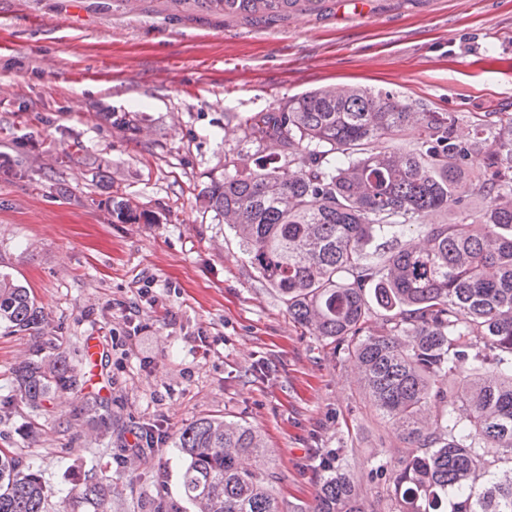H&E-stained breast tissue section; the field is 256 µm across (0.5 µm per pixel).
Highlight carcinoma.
<instances>
[{"label": "carcinoma", "instance_id": "cac0c4a2", "mask_svg": "<svg viewBox=\"0 0 512 512\" xmlns=\"http://www.w3.org/2000/svg\"><path fill=\"white\" fill-rule=\"evenodd\" d=\"M266 20L324 0H193ZM415 107L358 86L293 97L239 125L269 161L225 157L200 193L228 224L288 315L333 359L354 362L377 415L405 444L390 470L387 512H512V113ZM409 140L401 149L393 141ZM121 223L152 224L112 199ZM424 243L398 241L411 227ZM30 289L0 271V327L35 335ZM15 399L45 411L79 387L66 354L37 352L13 370ZM174 447L194 512H280L262 434L203 417ZM112 484L87 483L98 512ZM0 512H48L38 470L0 452ZM300 512H375L361 480L334 464Z\"/></svg>", "mask_w": 512, "mask_h": 512}]
</instances>
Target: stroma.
Instances as JSON below:
<instances>
[{
  "label": "stroma",
  "instance_id": "1",
  "mask_svg": "<svg viewBox=\"0 0 512 512\" xmlns=\"http://www.w3.org/2000/svg\"><path fill=\"white\" fill-rule=\"evenodd\" d=\"M347 0L274 24L202 11L193 0H0V270L32 289L39 339L0 335V448L40 471L49 512H72L90 479H118L104 512H193L171 439L205 416L264 434L281 512L309 503L326 453L369 478L400 440L351 363L288 315L233 232L198 198L239 123L288 98L358 85L462 116L512 113V0ZM127 116L132 129L112 125ZM124 197L155 217L123 224ZM142 333L125 342L129 327ZM97 337V362L85 356ZM68 349L85 386L45 415L13 398L11 370L34 348ZM80 423H73L75 412ZM112 427L92 433L95 419ZM169 440L125 457L131 429Z\"/></svg>",
  "mask_w": 512,
  "mask_h": 512
}]
</instances>
